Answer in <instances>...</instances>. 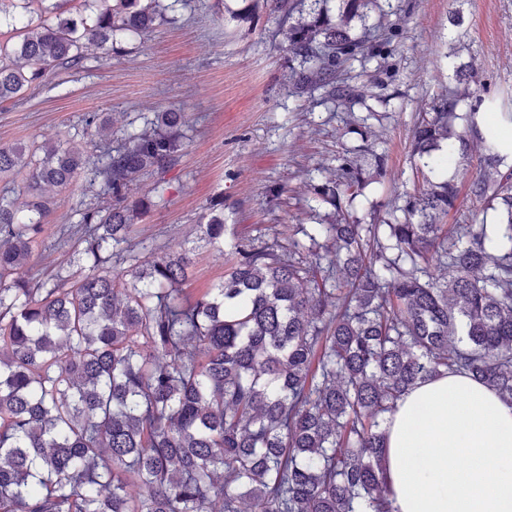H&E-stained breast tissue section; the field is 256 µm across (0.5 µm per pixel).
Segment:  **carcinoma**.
Instances as JSON below:
<instances>
[{
    "label": "carcinoma",
    "mask_w": 512,
    "mask_h": 512,
    "mask_svg": "<svg viewBox=\"0 0 512 512\" xmlns=\"http://www.w3.org/2000/svg\"><path fill=\"white\" fill-rule=\"evenodd\" d=\"M85 2L89 14L14 0L0 103L51 68L81 67L89 45L112 54L173 8ZM266 2L292 63L288 95L321 91L336 108L364 96L347 66L387 41L364 12L380 0ZM461 101L450 89L424 113L415 150L477 158L467 196L496 206L499 223L477 210L447 223L460 196L449 179L406 194L379 224H351L341 200L363 177L345 162L313 188L336 223L302 229L304 241L236 238L224 279L195 295L182 288L189 252L136 266L122 286L104 267L147 209L130 187L180 157V108L116 145L88 115L99 138L89 155L1 144L0 512H391L385 424L407 391L458 372L512 400V173L499 170L512 146L481 132L477 107L455 131ZM82 175L106 201L81 213L87 264L19 275L48 212L44 188ZM19 188L29 200L12 197ZM202 229L224 250L223 211Z\"/></svg>",
    "instance_id": "1"
}]
</instances>
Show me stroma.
Segmentation results:
<instances>
[{
	"mask_svg": "<svg viewBox=\"0 0 512 512\" xmlns=\"http://www.w3.org/2000/svg\"><path fill=\"white\" fill-rule=\"evenodd\" d=\"M386 16L369 9L393 39L367 67H354L366 95L348 111L322 97L287 93L288 53L272 40L276 20L263 0H193L144 38L118 42L111 55L89 49L82 67L50 71L17 101L0 105V144L64 142L90 150L85 119L97 114L113 141L145 128L171 104L187 113V143L163 176L144 175L132 198L148 205L135 221L129 245L139 259L195 247L186 291L197 293L224 277L222 253L197 246L211 202L223 204L224 222L256 245L299 225L331 224L337 210L349 223L375 224L391 203L425 181L469 177L476 160L451 158L447 169L413 152L421 121L418 100H438L446 89L473 90L512 108V0H389ZM478 56L482 70L470 82L462 66ZM385 157L377 173L373 156ZM352 162L365 185L341 208L302 192L322 183L320 169ZM49 214L24 274H54L74 256L61 244V225L80 221L91 194L85 180L47 191Z\"/></svg>",
	"mask_w": 512,
	"mask_h": 512,
	"instance_id": "stroma-1",
	"label": "stroma"
}]
</instances>
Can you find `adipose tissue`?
<instances>
[{"label":"adipose tissue","mask_w":512,"mask_h":512,"mask_svg":"<svg viewBox=\"0 0 512 512\" xmlns=\"http://www.w3.org/2000/svg\"><path fill=\"white\" fill-rule=\"evenodd\" d=\"M395 512H512V401L463 374L419 383L386 424Z\"/></svg>","instance_id":"adipose-tissue-1"}]
</instances>
